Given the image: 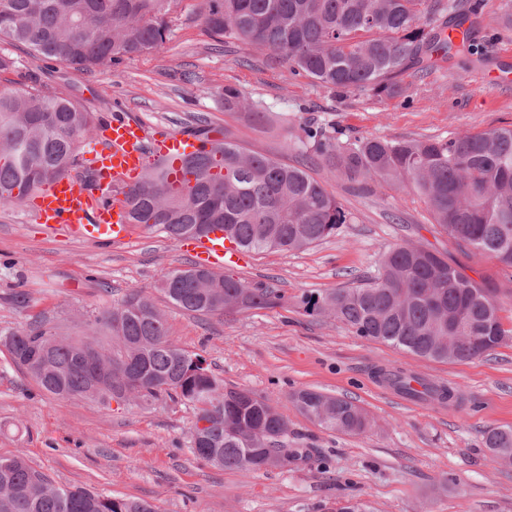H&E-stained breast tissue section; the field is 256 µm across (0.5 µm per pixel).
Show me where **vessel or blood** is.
<instances>
[{"instance_id":"1","label":"vessel or blood","mask_w":512,"mask_h":512,"mask_svg":"<svg viewBox=\"0 0 512 512\" xmlns=\"http://www.w3.org/2000/svg\"><path fill=\"white\" fill-rule=\"evenodd\" d=\"M200 148V140L192 133L171 132L149 140L140 123L113 119L97 152L94 190L83 189L71 176H62L35 194L32 215L50 233L61 231L88 241H123L131 232L126 192L141 179L148 162L159 163L168 182L178 183L186 176V159ZM102 191L111 192V202L99 199ZM190 246L207 266L221 267L238 258L237 248L220 229L191 240Z\"/></svg>"}]
</instances>
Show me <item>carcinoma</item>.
I'll return each instance as SVG.
<instances>
[{"instance_id":"1","label":"carcinoma","mask_w":512,"mask_h":512,"mask_svg":"<svg viewBox=\"0 0 512 512\" xmlns=\"http://www.w3.org/2000/svg\"><path fill=\"white\" fill-rule=\"evenodd\" d=\"M181 0H0V39L77 70L119 64L169 38ZM485 3L474 0H205L202 22L220 42L240 40L264 48L342 96L369 90L404 94L402 76L431 70L455 54L475 53L465 23L483 21ZM224 110L246 112L261 126L272 113L234 86L224 87ZM100 122L77 101L27 89H0V203L21 205L42 185L78 165L81 143ZM292 148L312 154L332 177L364 185L380 181L409 190L430 208L434 223L458 244L512 270V127L461 131L445 139L343 140L307 125ZM189 179L167 182L151 164L128 189L130 222L180 240L216 228L254 251H300L336 234L350 216L303 166L249 151L226 137L205 141L185 162ZM199 267L164 275V300L201 315L288 307L266 283L230 274L196 275ZM297 307L318 320L339 322L356 335L436 361L479 357L512 336L499 316L495 291L448 262V256L412 243L385 252L376 275L349 288L302 294ZM107 340L73 339L36 321L0 333L12 365L45 394L109 406H152L159 401L193 407L190 451L216 467L268 471L304 457L288 447V421L272 400L228 387L206 360L169 338L164 312L134 290L96 319ZM410 398L444 403L455 397L403 371L384 374ZM304 416L323 429L359 435L372 425L353 401L312 389L291 393ZM485 446L512 464V427L493 428ZM0 512H157L151 503L114 498L83 487L55 485L22 453L0 455ZM336 512H374L355 498Z\"/></svg>"}]
</instances>
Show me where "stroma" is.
Returning a JSON list of instances; mask_svg holds the SVG:
<instances>
[{
	"label": "stroma",
	"mask_w": 512,
	"mask_h": 512,
	"mask_svg": "<svg viewBox=\"0 0 512 512\" xmlns=\"http://www.w3.org/2000/svg\"><path fill=\"white\" fill-rule=\"evenodd\" d=\"M203 0H182L170 38L117 65L81 71L36 61L0 42L13 69L0 86L37 85L70 96L104 123L140 122L148 137L197 125L228 133L247 149L296 165L289 128L314 122L353 136L387 139L451 137L512 126V0H488L472 33L481 57L462 52L442 68L409 70L405 94L369 91L336 96L310 78L292 75L270 52L233 41L216 46L199 13ZM232 85L287 123L266 130L245 113L224 109ZM324 183L352 216L336 235L301 251H250L224 273L265 282L288 297V308L233 316L196 315L166 306L171 340L201 355L225 384L270 396L287 419L288 445L304 461L245 473L224 470L190 451L191 406L103 407L56 399L16 369L0 349V455L23 451L55 484L83 486L151 502L158 512H332L356 496L376 512H512V465L484 446L487 430L512 426V339L469 361L438 362L356 336L334 321L298 309L302 293L355 286L374 275L382 254L411 242L444 253L449 263L495 290L499 315L512 327V272L457 244L434 224L419 196L380 183L356 189L319 166ZM191 253L166 235L132 226L121 243L47 234L29 205L0 206V331L24 329L41 317L65 336L101 334L96 315L133 290L157 293L162 277L194 266ZM27 292L28 308L4 300ZM400 368L453 387L459 401L410 400L382 383ZM352 399L372 420L359 436L332 433L302 415L290 399L298 389Z\"/></svg>",
	"instance_id": "stroma-1"
}]
</instances>
